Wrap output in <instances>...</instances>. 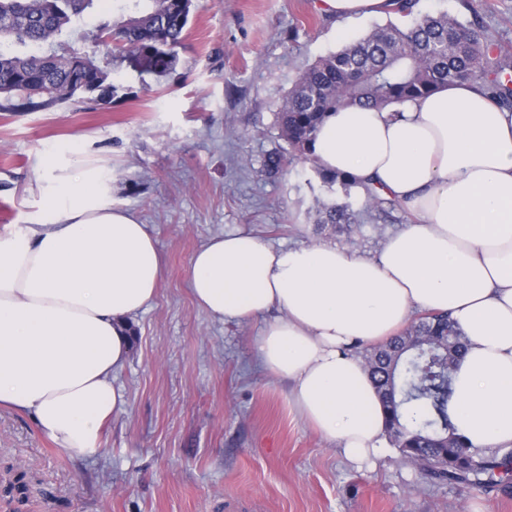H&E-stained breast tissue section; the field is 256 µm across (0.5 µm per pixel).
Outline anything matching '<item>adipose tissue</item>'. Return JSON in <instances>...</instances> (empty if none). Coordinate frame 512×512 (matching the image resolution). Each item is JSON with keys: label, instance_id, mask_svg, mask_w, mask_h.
<instances>
[{"label": "adipose tissue", "instance_id": "1", "mask_svg": "<svg viewBox=\"0 0 512 512\" xmlns=\"http://www.w3.org/2000/svg\"><path fill=\"white\" fill-rule=\"evenodd\" d=\"M391 0H321L338 21L380 17ZM319 165L402 202L417 223L375 256L332 243L288 249L250 233L211 236L190 290L212 319H264L257 364L288 384L300 418L342 457L388 456L382 404L357 347L445 312L466 349L451 421L473 449L512 447V111L472 82L377 110L329 114ZM28 223L0 234V409L29 415L75 459L101 451L124 400L129 321L150 306L163 264L148 225L112 200V171L86 154L46 157Z\"/></svg>", "mask_w": 512, "mask_h": 512}]
</instances>
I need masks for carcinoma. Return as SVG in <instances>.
I'll list each match as a JSON object with an SVG mask.
<instances>
[{
  "label": "carcinoma",
  "instance_id": "1",
  "mask_svg": "<svg viewBox=\"0 0 512 512\" xmlns=\"http://www.w3.org/2000/svg\"><path fill=\"white\" fill-rule=\"evenodd\" d=\"M192 0H125L120 14L98 26L131 59L153 60L148 73L178 62ZM420 0H395L400 24L378 26L307 68L277 112L284 144L269 151L262 172L275 177L296 160L317 163L313 145L330 112L349 105L383 107L427 97L452 82L482 85L512 109V61L494 54L469 24L442 12L422 14ZM108 0H0V93L8 108L35 111L77 94L69 62L88 53H61V37ZM366 204L386 212L400 202L365 188ZM318 224H349L344 206L322 201ZM464 350L448 314L434 312L404 334L375 347L366 365L385 410V430L402 458L426 479L448 484L512 485V448H469L448 414L453 372Z\"/></svg>",
  "mask_w": 512,
  "mask_h": 512
}]
</instances>
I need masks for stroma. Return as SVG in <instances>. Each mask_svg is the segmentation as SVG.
Masks as SVG:
<instances>
[{
    "instance_id": "obj_1",
    "label": "stroma",
    "mask_w": 512,
    "mask_h": 512,
    "mask_svg": "<svg viewBox=\"0 0 512 512\" xmlns=\"http://www.w3.org/2000/svg\"><path fill=\"white\" fill-rule=\"evenodd\" d=\"M476 10H469V3ZM425 13L477 20L512 59V0H420ZM87 17L63 50L92 51L117 88L32 112L0 110V232L27 223L48 152L108 158L112 199L149 225L164 260L151 306L131 319V350L113 383L126 400L94 459H71L26 415L0 410V512H512L501 491L433 485L393 453L356 468L254 362L263 320L221 323L195 304L190 259L217 233L274 246L336 243L375 255L415 223L371 210L362 190L327 188L311 164L261 172L279 144L276 113L300 75L338 50L318 0H194L175 69L142 73L114 59ZM347 206L350 229L316 223V203Z\"/></svg>"
}]
</instances>
